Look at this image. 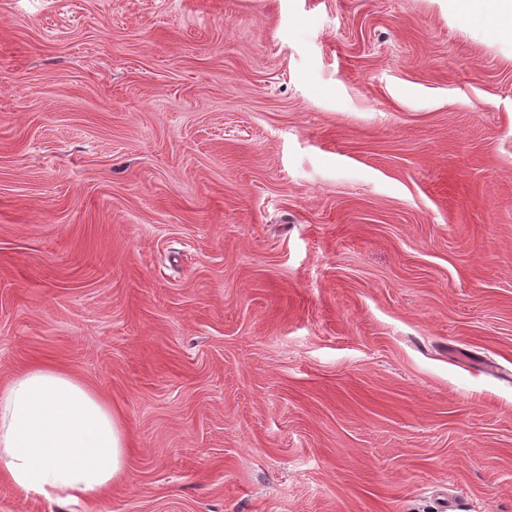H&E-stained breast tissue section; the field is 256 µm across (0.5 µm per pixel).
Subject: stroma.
Masks as SVG:
<instances>
[{"mask_svg":"<svg viewBox=\"0 0 512 512\" xmlns=\"http://www.w3.org/2000/svg\"><path fill=\"white\" fill-rule=\"evenodd\" d=\"M132 452L0 512H512V41L448 0H0V387Z\"/></svg>","mask_w":512,"mask_h":512,"instance_id":"1","label":"stroma"}]
</instances>
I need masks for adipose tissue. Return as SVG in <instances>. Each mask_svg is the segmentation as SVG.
I'll return each mask as SVG.
<instances>
[{
  "label": "adipose tissue",
  "instance_id": "obj_1",
  "mask_svg": "<svg viewBox=\"0 0 512 512\" xmlns=\"http://www.w3.org/2000/svg\"><path fill=\"white\" fill-rule=\"evenodd\" d=\"M465 21L512 38V0H451ZM129 440L111 406L64 369L38 364L0 388V475L61 503L103 494L126 471Z\"/></svg>",
  "mask_w": 512,
  "mask_h": 512
}]
</instances>
